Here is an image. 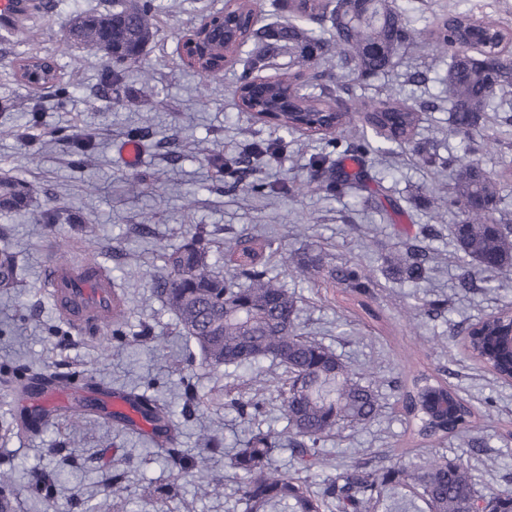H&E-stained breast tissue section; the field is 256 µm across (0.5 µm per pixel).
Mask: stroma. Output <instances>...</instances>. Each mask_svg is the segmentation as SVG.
Returning <instances> with one entry per match:
<instances>
[{"instance_id": "35a3bbf8", "label": "stroma", "mask_w": 512, "mask_h": 512, "mask_svg": "<svg viewBox=\"0 0 512 512\" xmlns=\"http://www.w3.org/2000/svg\"><path fill=\"white\" fill-rule=\"evenodd\" d=\"M33 2L34 10L22 20L25 34L0 25V127L15 125L22 112L37 115L23 137L0 136V175L23 178L33 189L31 211L7 219L9 234L0 240V249L15 253L20 269L15 288L0 290V369L30 362L47 371L69 370L78 380L101 381L115 391L147 392L177 411L186 386H193L209 403L182 421L179 446L190 458L205 454L221 483L213 489L197 486L147 437L117 421L92 414L74 426L59 416L36 436L0 435V469L15 471V512H44L28 486L34 472L60 474L52 496L57 512H116L108 491L115 477L127 487L133 512H242L240 483L227 463L249 433L284 429L276 391L281 369L268 360L219 371L202 365L194 343L157 294L154 276L163 264L162 248L179 247L198 229L219 245L250 236L263 244L264 262L298 300L301 333L372 372L381 412L366 428H345L326 438L327 474L362 458L420 462L428 449L412 439L391 383L427 370L443 374L478 415L474 427L433 448L448 459L467 460L484 490L512 491V384L449 341L458 327L512 308V277H497L488 288H456L467 259L452 235L454 214L436 224L439 234L428 243L435 257L428 280L402 284L381 274L395 244L432 222L426 199L447 189V177L406 148L366 157L382 193H329L309 165L323 153V143L292 138L264 161L261 177L275 185V192L231 186L217 178L207 155L228 165L244 145L274 142L280 132L237 107L234 89L241 67L206 81L180 58L182 37L220 10L224 0H151L158 29L134 65L107 62L67 37L75 15L107 12L113 0H49L47 10L42 0ZM397 2L406 22L424 37L441 15L455 12L512 31V0ZM29 52L53 58L66 95L58 88L32 89L17 77L15 61ZM416 67L429 71L428 82L420 86L406 81ZM113 73L119 81L112 97H96L95 89ZM447 73V59L406 55L368 79L340 64L330 76L345 86L342 98L348 103L375 99L387 88L412 102L438 100L439 110L423 113L417 138L440 156L461 158L464 144L448 126ZM487 116L477 159L494 177L504 150L512 149V140L502 136L512 116V94L494 99ZM78 135L91 136V161L75 155L72 142ZM130 144L139 151L134 164L123 155ZM138 174L147 178L142 192L127 193V180ZM385 193L406 211L397 223L383 218L379 204ZM54 206L79 211L92 225L96 245L85 248L79 226L35 223V212ZM67 246L84 250L123 287L129 316L123 335L108 327L74 330L59 316L47 295L44 270L57 248ZM289 250L377 270V284L369 293L351 294L321 273L308 282L295 279L280 262ZM436 300L447 301L444 315H423L409 325L411 309ZM228 395L262 401V414L242 419L225 406ZM205 433L217 439L208 451L201 442Z\"/></svg>"}]
</instances>
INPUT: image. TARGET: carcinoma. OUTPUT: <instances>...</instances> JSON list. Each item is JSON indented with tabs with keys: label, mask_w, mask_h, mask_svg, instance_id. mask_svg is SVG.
Returning a JSON list of instances; mask_svg holds the SVG:
<instances>
[{
	"label": "carcinoma",
	"mask_w": 512,
	"mask_h": 512,
	"mask_svg": "<svg viewBox=\"0 0 512 512\" xmlns=\"http://www.w3.org/2000/svg\"><path fill=\"white\" fill-rule=\"evenodd\" d=\"M319 18L329 23V37L315 39L303 22ZM467 13L452 14L434 36L431 47L449 58L448 85L452 98V133L467 143V152L479 150L481 128L490 101L496 92L512 90V59L497 50L483 49L485 31L472 24ZM237 27L244 42L253 44L247 56L238 58L243 66L235 94L248 97V79L256 64L263 60L273 43L287 47L303 60L319 57L324 69L305 79L320 93H307L296 103L277 113L279 141L288 136H317L326 145L337 147L336 134L355 122L361 123V140L332 160L329 156L312 158L311 165L321 171L325 190L338 193L349 185L367 189L364 169L346 170L345 157L365 151L390 152V144H408L413 153L426 162L433 156L415 139L419 113L423 105L410 104L395 92L378 101H362L357 107H340L339 98L324 83L333 59L344 58L353 64L362 78L388 68L393 59L417 46V36L405 21L398 6L383 0H300L297 15L270 27L254 28L248 10L240 12ZM156 29L155 11L143 3L132 12L121 8L104 14L75 16L68 28L70 39L83 42L107 58L135 63L142 56ZM24 78L34 69L41 79L59 82L56 68L38 53H29L16 62ZM275 153L274 148H247L236 164L249 170L255 179L248 184L261 192L266 184L260 178L258 158ZM440 166L452 170L455 196L438 195L433 204L436 215L453 208L460 210V227L455 229L459 249L481 272L490 277L512 272V225L493 216L492 205L498 183L486 176L477 160L449 157ZM32 195L28 185L14 177L0 178V215L28 211ZM40 224H81L82 217L68 207L41 210ZM232 269H217L211 254V242L198 230L180 247L162 250L164 265L155 275L163 303L177 317L184 334L199 351L202 364L218 370L269 360L282 367L286 378L277 386L282 396V432L258 431L242 441L229 460V467L240 479L245 512H512V492L484 494L478 488L473 469L461 461H450L438 453L410 466H385L371 460L343 467L334 476L322 480L318 490L309 488L308 478L327 465L321 444L335 430L365 427L379 414L377 391L362 374L344 362L322 342L302 335L295 323L298 312L294 294L270 275L262 265L260 248L246 239H237L224 247ZM291 275L309 279L318 273L322 257L290 253L282 258ZM395 264L405 272L404 281L416 283L430 271L425 248L411 244L394 256ZM18 263L15 256L0 250V288L15 287ZM330 277L344 289L365 293L376 285L374 271L349 265H335ZM122 332L127 324L124 301L112 293V310L99 318ZM509 324L508 314L479 321L457 330L467 355L500 379H508V368L486 351L493 333ZM65 376L47 374L22 363L0 372V387L20 397L35 394L50 385H62ZM412 437L433 443L473 423L475 413L463 399L438 376L418 370L396 385ZM437 393L455 401L450 417L428 411V397ZM128 398L152 426L153 440L165 449L166 456L193 480L213 485L216 478L205 461L188 460L172 429L175 411L145 393H130ZM224 405L251 418L261 412L262 403H244L236 398ZM54 416L52 411L31 413L26 409L0 425L11 434L35 435ZM289 448L295 462L294 473L274 465V454ZM14 473L0 470V512H14L12 505ZM425 507H420L418 502Z\"/></svg>",
	"instance_id": "obj_1"
}]
</instances>
